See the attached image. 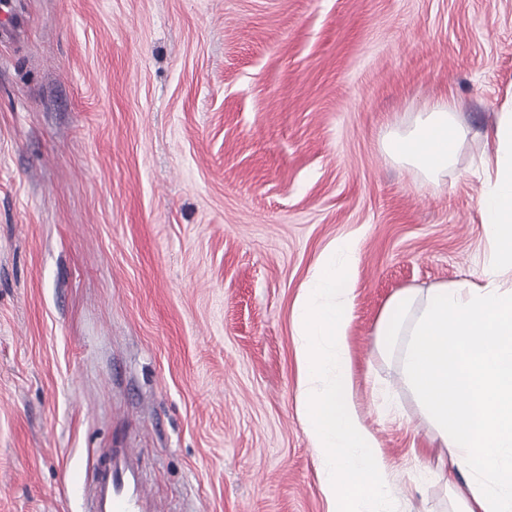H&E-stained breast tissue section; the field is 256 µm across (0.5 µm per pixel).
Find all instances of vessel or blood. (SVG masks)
<instances>
[{"label": "vessel or blood", "instance_id": "1", "mask_svg": "<svg viewBox=\"0 0 512 512\" xmlns=\"http://www.w3.org/2000/svg\"><path fill=\"white\" fill-rule=\"evenodd\" d=\"M133 458L132 449H106L88 487L89 512H160L142 489Z\"/></svg>", "mask_w": 512, "mask_h": 512}]
</instances>
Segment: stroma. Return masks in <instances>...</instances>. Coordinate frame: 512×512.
Segmentation results:
<instances>
[{
	"instance_id": "obj_1",
	"label": "stroma",
	"mask_w": 512,
	"mask_h": 512,
	"mask_svg": "<svg viewBox=\"0 0 512 512\" xmlns=\"http://www.w3.org/2000/svg\"><path fill=\"white\" fill-rule=\"evenodd\" d=\"M0 512H84L113 445L166 512H326L293 307L359 240L355 400L398 512H453L378 349L399 290L481 282L485 135L512 98V0H0ZM438 183L386 136L440 97Z\"/></svg>"
}]
</instances>
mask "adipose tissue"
<instances>
[{"label":"adipose tissue","instance_id":"adipose-tissue-1","mask_svg":"<svg viewBox=\"0 0 512 512\" xmlns=\"http://www.w3.org/2000/svg\"><path fill=\"white\" fill-rule=\"evenodd\" d=\"M465 137L458 104L448 98L389 135L383 149L434 183ZM491 140L479 212L497 251L484 284L401 290L377 330L407 339L405 382L453 464L424 473L456 488L459 512H512V286L503 281L512 276V109L501 113Z\"/></svg>","mask_w":512,"mask_h":512}]
</instances>
